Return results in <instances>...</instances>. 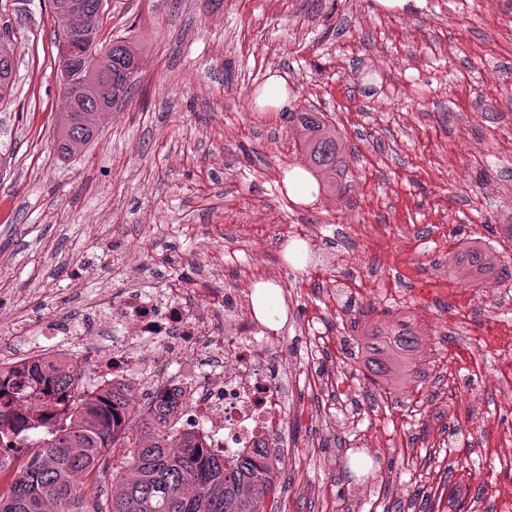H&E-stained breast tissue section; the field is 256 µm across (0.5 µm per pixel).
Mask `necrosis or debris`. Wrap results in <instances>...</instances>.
Returning <instances> with one entry per match:
<instances>
[{
	"label": "necrosis or debris",
	"instance_id": "obj_1",
	"mask_svg": "<svg viewBox=\"0 0 512 512\" xmlns=\"http://www.w3.org/2000/svg\"><path fill=\"white\" fill-rule=\"evenodd\" d=\"M257 283L241 274L221 293L185 287L174 295H142L125 288L87 304L77 321L46 324L42 333L55 337L48 352L57 359L68 357L69 339L97 337L83 357L96 361L99 389L136 382L154 395L177 394L207 447L228 456L261 448L275 465L290 451L288 419L301 412L287 338L294 303L282 296L278 316H259ZM174 335L181 352L207 346L211 368L201 379L156 375L143 344L151 340L167 348Z\"/></svg>",
	"mask_w": 512,
	"mask_h": 512
}]
</instances>
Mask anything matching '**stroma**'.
I'll return each instance as SVG.
<instances>
[{
    "instance_id": "stroma-1",
    "label": "stroma",
    "mask_w": 512,
    "mask_h": 512,
    "mask_svg": "<svg viewBox=\"0 0 512 512\" xmlns=\"http://www.w3.org/2000/svg\"><path fill=\"white\" fill-rule=\"evenodd\" d=\"M13 34L15 96L0 102V349L45 344V322L74 316L128 274L147 293L223 291L230 259L285 257L289 225L315 234L321 272L287 265L296 302L334 324L324 379L291 422L293 452L263 512H424L428 496L473 464L499 512L500 465L486 458L499 409L483 388L449 431L448 402L470 391L475 357L512 370V294L449 281L442 221L468 233L512 224V0H106L102 39L144 42L129 94L97 137L69 158L56 150L64 102L50 0H0ZM501 67L496 82L487 69ZM280 77L292 107L312 106L356 153L354 192L289 207L279 190L295 159L296 129L258 92ZM468 168L459 180L460 168ZM379 229L394 261L377 269L355 224ZM336 285V308L324 288ZM357 307L384 318L419 306L433 338L421 381L397 401L368 394L354 371ZM477 332L460 342L449 310ZM380 457L366 485L346 486L353 449Z\"/></svg>"
}]
</instances>
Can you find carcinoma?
<instances>
[{
    "instance_id": "carcinoma-1",
    "label": "carcinoma",
    "mask_w": 512,
    "mask_h": 512,
    "mask_svg": "<svg viewBox=\"0 0 512 512\" xmlns=\"http://www.w3.org/2000/svg\"><path fill=\"white\" fill-rule=\"evenodd\" d=\"M54 28L85 19L87 34L97 39L103 24L99 0H53ZM141 45L112 39V67L99 70L79 93L65 98L56 148L63 157L89 144L109 101L97 87H112V100L124 96L137 69ZM14 62L0 59V100L11 96ZM285 119L301 130L296 164L316 181L318 191L346 194L355 156L345 149L342 132L324 114L300 108ZM448 277L471 287L512 272L499 253L486 249L483 236L456 239L448 254ZM355 372L373 391L395 396L420 378L415 356L423 339L403 313L394 324L365 319L354 326ZM82 369L74 359H34L12 369L0 368V468L19 464L9 493H0V512H263V498L273 490L276 471L264 466L260 451L224 456L174 430L179 406L174 393L150 399L139 414L129 387L89 395L75 388ZM140 426L130 434L132 421ZM43 437L29 444L28 433ZM357 462L348 482L372 477ZM90 478L89 490L78 483Z\"/></svg>"
}]
</instances>
